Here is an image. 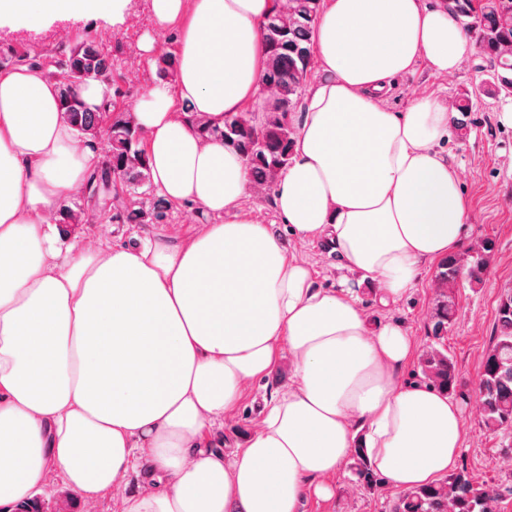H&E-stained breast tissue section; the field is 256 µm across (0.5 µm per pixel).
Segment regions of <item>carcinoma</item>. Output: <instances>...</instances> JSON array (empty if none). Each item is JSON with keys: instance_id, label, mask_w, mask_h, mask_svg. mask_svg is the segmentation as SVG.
<instances>
[{"instance_id": "cac0c4a2", "label": "carcinoma", "mask_w": 512, "mask_h": 512, "mask_svg": "<svg viewBox=\"0 0 512 512\" xmlns=\"http://www.w3.org/2000/svg\"><path fill=\"white\" fill-rule=\"evenodd\" d=\"M465 30L475 39L482 59L493 72L486 89L491 98L512 94V0H448ZM321 9V0H286L263 24L268 48L262 81L277 90L262 117L240 112L224 120L217 129L190 114L196 131L204 138L220 137L224 145L244 158L250 168L253 190L270 193L279 173L288 165L296 134L291 107L305 93L313 58L312 28ZM178 57L170 51L156 58L157 76L162 80L176 75ZM57 83L65 120L86 142L107 137L110 157L89 172L88 186L96 195L112 187L110 219L114 224H156L170 215L175 204L158 195L151 177L147 155L142 148V132L134 112L116 108L111 98L92 112L86 109L78 90L88 80L104 81L112 76V57L92 41L71 49L61 71H46ZM88 212L77 203L60 209L59 223L86 224ZM491 241L464 257L451 254L435 275V298L431 315L432 336L439 340L456 317L453 289L458 281L481 283L486 270ZM497 336L481 361L478 392L483 425L487 432L502 434L512 448V294L501 298L497 306ZM421 372L429 384L454 394L461 388L460 373L448 351L430 344L421 355ZM355 472L360 486L368 491L378 487L365 455L355 453ZM502 492L496 486H474L463 470L448 474L439 483L407 490L393 504L392 512H498Z\"/></svg>"}]
</instances>
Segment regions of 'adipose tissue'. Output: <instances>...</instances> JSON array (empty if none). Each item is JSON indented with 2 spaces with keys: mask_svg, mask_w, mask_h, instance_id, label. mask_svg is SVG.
Listing matches in <instances>:
<instances>
[{
  "mask_svg": "<svg viewBox=\"0 0 512 512\" xmlns=\"http://www.w3.org/2000/svg\"><path fill=\"white\" fill-rule=\"evenodd\" d=\"M131 0H0V22H123ZM276 0H150L181 23L174 85L134 115L160 195L216 216L190 244L60 248L49 223L98 162L76 147L57 85L40 70L0 72V507L51 472L79 497L119 489L136 457L154 478L122 512H300L356 450L408 490L446 476L462 445L461 409L432 385L401 384L411 339L372 326L351 285L315 287L271 225L241 216L243 159L201 138L256 97L262 26ZM312 40L325 74L297 121L273 191L302 239L326 236L380 304L406 296L424 262L456 252L470 217L443 144L456 113L440 100L382 104L392 79L426 62L450 74L474 52L445 0H324ZM293 382L271 395L232 461L209 434L281 349Z\"/></svg>",
  "mask_w": 512,
  "mask_h": 512,
  "instance_id": "obj_1",
  "label": "adipose tissue"
}]
</instances>
